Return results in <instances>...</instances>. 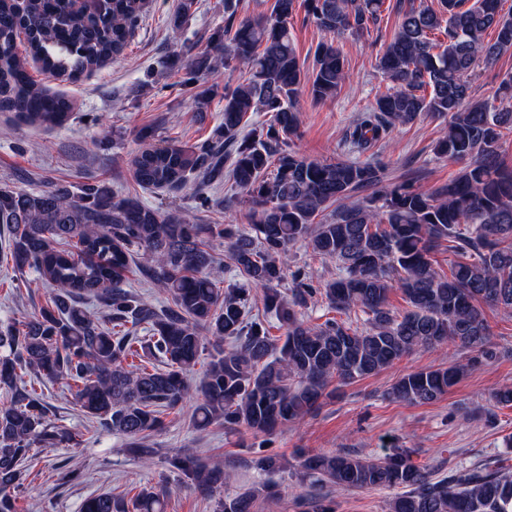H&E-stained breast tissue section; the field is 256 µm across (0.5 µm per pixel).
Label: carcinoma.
I'll use <instances>...</instances> for the list:
<instances>
[{"mask_svg":"<svg viewBox=\"0 0 512 512\" xmlns=\"http://www.w3.org/2000/svg\"><path fill=\"white\" fill-rule=\"evenodd\" d=\"M504 0H416L399 3L398 22L377 56L390 81L348 130L351 148L364 153L392 129L426 114L448 121L434 152L468 165L431 193L410 180L383 184V166L308 160L290 149L300 124V95L333 98L348 79L337 40L361 36L381 15L384 0H270L254 19L237 20L236 0H224V44L207 46L185 69L189 80L224 51V68H249L246 82L224 87V121L201 145L146 142L133 159L144 188L180 192L208 202L205 189L231 182L249 207V229L196 224L132 199H118L103 181L76 190L0 188V224L8 225V253L35 280L26 289H51L38 314L0 329V512H19L16 491L36 448L75 441L49 416L39 383L71 380L80 409L127 439L148 463L157 453L145 442L164 428L162 414L194 404L192 424L266 437L302 421L329 385L352 383L393 366L418 349H464L463 359L400 377L388 396L428 404L448 393L463 374L495 357L484 307L512 310V168L500 159V141L512 134V77L493 99L476 100L477 68L512 51V11ZM328 39L313 65L299 62L292 24L298 8ZM144 9V0H98L95 11L73 0H0V112L49 127L70 118L72 103L28 72L26 52L44 74L73 80L119 56ZM256 112L269 119L244 132ZM367 195L355 198L359 192ZM229 248L244 283L218 287L209 241ZM303 241L311 252L339 263L336 277L313 283L298 269L281 290L288 251ZM448 243L456 260L450 274L432 259ZM139 276L168 294L158 309L130 291L125 273L134 256ZM398 289L410 309L397 316L388 297ZM320 299L347 314L368 315L367 326L329 319L312 326L301 308ZM94 301L102 311L93 314ZM260 302L285 336L270 335L251 316ZM145 326L148 338L137 335ZM208 356L197 387L189 374ZM171 468L214 512H252L258 495L275 498L263 483L232 498L221 496L224 469L176 453ZM261 474L280 468L274 455L252 461ZM302 472L340 489L392 492L388 512H512V470L475 469L438 479L402 449L382 459L349 453L305 454ZM83 512H165V491L141 488L135 498L101 494Z\"/></svg>","mask_w":512,"mask_h":512,"instance_id":"1","label":"carcinoma"}]
</instances>
